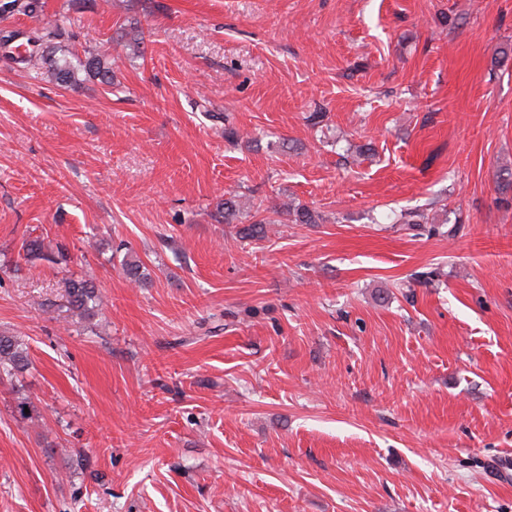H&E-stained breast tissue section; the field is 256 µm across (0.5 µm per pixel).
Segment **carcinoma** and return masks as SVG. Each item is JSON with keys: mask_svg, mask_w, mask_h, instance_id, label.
Returning a JSON list of instances; mask_svg holds the SVG:
<instances>
[{"mask_svg": "<svg viewBox=\"0 0 512 512\" xmlns=\"http://www.w3.org/2000/svg\"><path fill=\"white\" fill-rule=\"evenodd\" d=\"M42 0H0V14L35 15L42 11ZM71 19L64 16L61 22L52 27L37 28L30 31L3 30L0 32V57L6 62L22 69H32L45 76L49 82L58 86L74 88L78 86V72L86 77L99 80L100 83L112 85V63L103 50L79 53L74 48L61 45L60 38L66 32ZM25 40V53L10 51L11 43L17 39ZM288 216L297 224H317L319 216L309 208L287 207ZM253 222L239 228L241 240L261 238L266 234L265 219L260 212L252 215ZM24 250L29 259L39 258L51 263H58L63 254L53 255L45 251L43 239L36 237L25 241ZM121 266L126 278L143 286L146 274L140 260L132 254H126ZM97 288L91 277L71 280L67 284L66 302L71 320L77 322L94 315L97 307ZM28 366L27 348L18 337L0 332V380L11 377Z\"/></svg>", "mask_w": 512, "mask_h": 512, "instance_id": "carcinoma-1", "label": "carcinoma"}]
</instances>
